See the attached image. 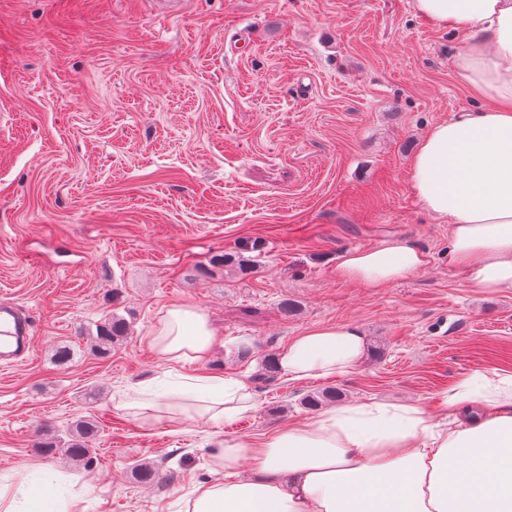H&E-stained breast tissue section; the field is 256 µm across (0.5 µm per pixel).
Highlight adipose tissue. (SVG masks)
<instances>
[{"label": "adipose tissue", "mask_w": 512, "mask_h": 512, "mask_svg": "<svg viewBox=\"0 0 512 512\" xmlns=\"http://www.w3.org/2000/svg\"><path fill=\"white\" fill-rule=\"evenodd\" d=\"M416 13L450 32L455 74L485 108L434 124L410 161L417 204L450 230V260L485 291H512V0H413ZM426 264L412 242L391 239L344 252L338 280L374 290ZM165 361L197 367L188 385L212 419L256 407L240 379L213 369L224 338L204 309L165 308L146 333ZM365 355L358 327L305 329L271 357L303 381L354 371ZM451 427L418 403L345 404L264 439L227 442L212 457L223 480L199 485L185 512H512V373L474 371L440 395ZM0 512H69L22 480L0 484Z\"/></svg>", "instance_id": "1"}]
</instances>
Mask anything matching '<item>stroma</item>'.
<instances>
[{"label":"stroma","mask_w":512,"mask_h":512,"mask_svg":"<svg viewBox=\"0 0 512 512\" xmlns=\"http://www.w3.org/2000/svg\"><path fill=\"white\" fill-rule=\"evenodd\" d=\"M453 45L413 0H186L172 16L152 0H0V298L34 326L29 360L0 367V483L29 467L72 512H184L224 477L211 448L313 419L307 396L430 406L474 370L512 372V292L474 288L409 191L429 127L482 106ZM390 238L426 266L376 291L336 279L341 253ZM220 254L243 267L214 271ZM174 303L208 312L215 364L255 410L143 423L137 403L175 406L161 386L194 372L141 341ZM115 313L130 335L92 355ZM327 323L361 330L355 371L262 379L269 355ZM86 419L90 468L43 453Z\"/></svg>","instance_id":"obj_1"}]
</instances>
